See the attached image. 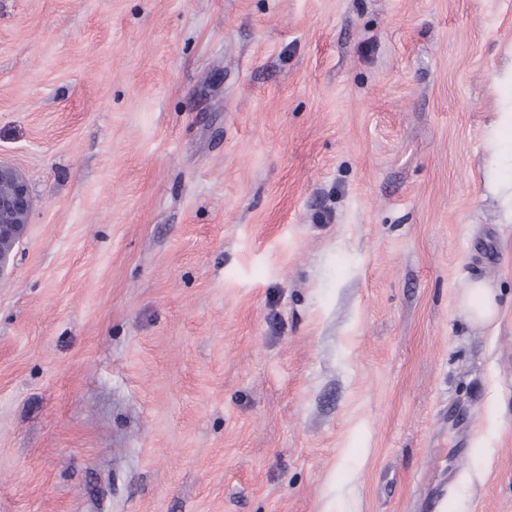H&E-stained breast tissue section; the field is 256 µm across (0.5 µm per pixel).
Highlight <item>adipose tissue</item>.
<instances>
[{"label":"adipose tissue","instance_id":"adipose-tissue-1","mask_svg":"<svg viewBox=\"0 0 512 512\" xmlns=\"http://www.w3.org/2000/svg\"><path fill=\"white\" fill-rule=\"evenodd\" d=\"M489 163L487 186L512 213V112L498 113L487 132ZM460 305L473 324L487 326L498 316L499 305L490 285L483 280L469 282Z\"/></svg>","mask_w":512,"mask_h":512}]
</instances>
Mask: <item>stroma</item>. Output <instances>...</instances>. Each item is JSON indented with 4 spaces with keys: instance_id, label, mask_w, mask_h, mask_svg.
I'll return each instance as SVG.
<instances>
[{
    "instance_id": "obj_1",
    "label": "stroma",
    "mask_w": 512,
    "mask_h": 512,
    "mask_svg": "<svg viewBox=\"0 0 512 512\" xmlns=\"http://www.w3.org/2000/svg\"><path fill=\"white\" fill-rule=\"evenodd\" d=\"M511 64L512 0H0V512H512ZM487 186L512 216V112H497L487 132ZM0 181H8L10 188L0 185V245L17 243L28 224L32 210L29 186L23 176L10 164L0 161ZM460 305L468 320L476 325L492 324L499 313L495 293L490 285L483 280L468 283L461 297Z\"/></svg>"
}]
</instances>
